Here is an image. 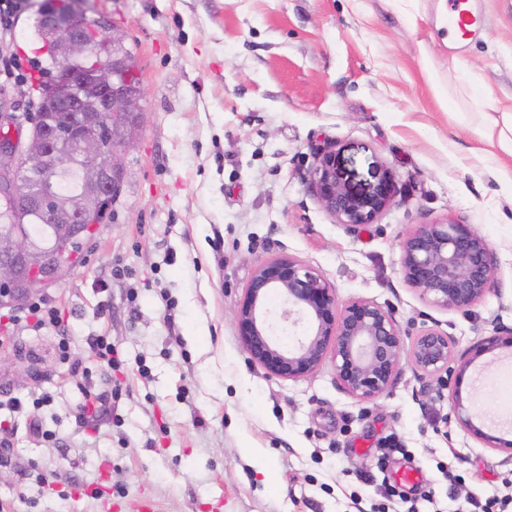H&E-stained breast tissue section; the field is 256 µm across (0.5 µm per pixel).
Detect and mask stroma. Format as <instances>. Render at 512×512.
Segmentation results:
<instances>
[{
  "label": "stroma",
  "mask_w": 512,
  "mask_h": 512,
  "mask_svg": "<svg viewBox=\"0 0 512 512\" xmlns=\"http://www.w3.org/2000/svg\"><path fill=\"white\" fill-rule=\"evenodd\" d=\"M43 2L25 0L1 55L35 65ZM471 4L485 29L448 44L441 0H83L123 30L145 114L110 218L43 294L70 330L68 357L54 329L27 326L26 305L0 309V402H23L0 409L13 427L0 512H473L493 497L512 512V460L449 420L436 380L407 368L361 402L330 359L272 377L249 363L234 319L256 263L287 254L340 300L390 308L405 333L438 327L460 353L491 320L512 326V166L478 135L482 90L512 109V0ZM327 145L352 190L395 179L391 208L359 232L305 182ZM446 218L497 262L500 288L468 312L429 305L401 273L403 234ZM94 334L117 366L97 360ZM473 372L482 414L512 418V357ZM86 389L102 407L83 415ZM394 439L403 452L382 456ZM386 483L404 500L384 498Z\"/></svg>",
  "instance_id": "1"
}]
</instances>
